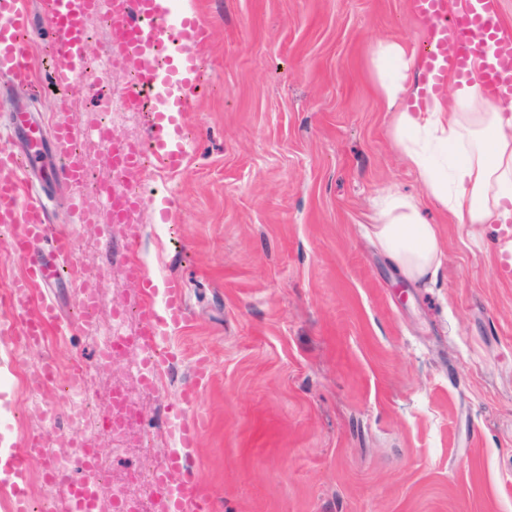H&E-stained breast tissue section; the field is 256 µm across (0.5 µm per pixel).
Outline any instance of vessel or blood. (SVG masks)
Instances as JSON below:
<instances>
[{"instance_id": "1", "label": "vessel or blood", "mask_w": 512, "mask_h": 512, "mask_svg": "<svg viewBox=\"0 0 512 512\" xmlns=\"http://www.w3.org/2000/svg\"><path fill=\"white\" fill-rule=\"evenodd\" d=\"M408 10L421 29V51L415 68L419 103L446 100L448 77L467 78L473 64L483 67L482 91L494 104L512 106V30L501 23L500 0H465L457 11H449L448 0H407ZM100 8V0H43L41 23L51 32V47L57 59L52 72L63 94L56 103L58 119L51 131L29 111L27 100L37 94L29 69L31 22L26 0H0V73L9 78L17 99L9 114L6 140L0 144V227L12 228V250L24 262L26 274L12 285L14 301L0 311V357L17 347L36 350L42 346L47 324L56 323L61 332L70 326L62 322L54 303L30 311L26 298L35 285H52L62 278L59 260L73 251L70 234L50 223L47 209L35 196L19 191L20 171L33 170L43 155L54 163L45 185L85 183L87 172L81 154L73 149L78 134L67 120L71 95L91 92L86 56V18ZM111 30L110 47L118 64L133 73L139 85L151 95L153 120L148 144L158 163L167 170H180L188 158L187 144L174 125L200 85L197 49L211 36L209 26L195 13L173 14L170 0H110L107 16ZM143 146L125 142L113 155V163L125 172L138 174L145 168ZM140 201L126 196L105 201L108 224L126 223ZM495 275L512 280V225L502 224L495 237ZM140 329L138 345L155 348L165 340L166 330L177 329L186 320L183 285L169 280L164 308L156 310L152 294L138 301ZM210 378L206 361H198L195 379L184 386L172 411L180 424L175 446L157 470L155 482L165 490L169 512H213L215 495L196 478L186 477L191 466L189 451L197 447L201 428L186 420L194 406L198 388ZM98 450L93 444L79 445L80 478L55 467L42 435H27L22 443L10 444L0 454V485L13 491L12 512H29L28 472L32 462L43 465L46 481L66 487L68 512H93L95 485L90 478Z\"/></svg>"}]
</instances>
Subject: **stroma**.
I'll return each instance as SVG.
<instances>
[{
	"mask_svg": "<svg viewBox=\"0 0 512 512\" xmlns=\"http://www.w3.org/2000/svg\"><path fill=\"white\" fill-rule=\"evenodd\" d=\"M212 28L199 48L202 86L182 122L190 157L178 172L149 166L135 185L136 243L78 224L70 197L100 208L93 183L112 180L105 121L123 140L148 135L143 112L100 114L89 96L68 119L91 186L48 197L70 229L77 270L106 266L101 328L132 309L144 286L185 283L188 321L159 395L142 401L149 435L191 380L199 357L212 379L198 393L194 477L217 512H512V282L493 274L486 227L453 223L391 135L372 65L379 44L414 50L406 0H186ZM37 28L30 62L42 90L31 110L54 117ZM413 198L437 224L434 277H403L371 242L375 199ZM168 210L166 223L158 214ZM64 367L94 359L80 328L47 351ZM43 428L48 453L75 456L61 390Z\"/></svg>",
	"mask_w": 512,
	"mask_h": 512,
	"instance_id": "1",
	"label": "stroma"
}]
</instances>
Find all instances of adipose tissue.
I'll return each instance as SVG.
<instances>
[{
	"label": "adipose tissue",
	"mask_w": 512,
	"mask_h": 512,
	"mask_svg": "<svg viewBox=\"0 0 512 512\" xmlns=\"http://www.w3.org/2000/svg\"><path fill=\"white\" fill-rule=\"evenodd\" d=\"M383 100L394 112L392 136L424 181L430 197L457 224L512 222V114L480 91L481 70L454 90L453 106L434 102L416 110L402 94L411 65L403 45H379L373 58ZM372 236L407 278L420 280L440 265L436 225L411 198L388 193L376 202Z\"/></svg>",
	"instance_id": "obj_1"
}]
</instances>
